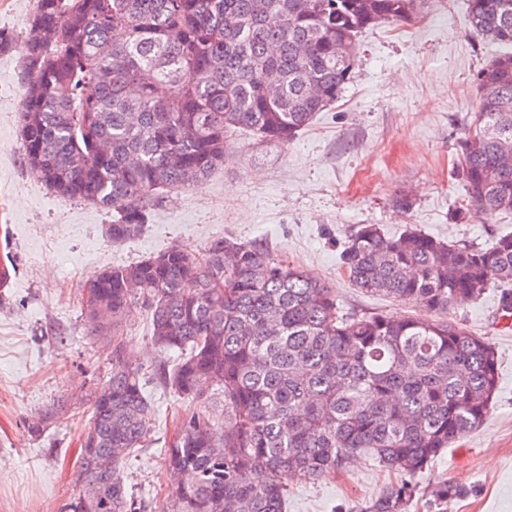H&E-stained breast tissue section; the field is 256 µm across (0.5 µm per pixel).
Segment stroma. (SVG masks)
<instances>
[{"instance_id": "1", "label": "stroma", "mask_w": 512, "mask_h": 512, "mask_svg": "<svg viewBox=\"0 0 512 512\" xmlns=\"http://www.w3.org/2000/svg\"><path fill=\"white\" fill-rule=\"evenodd\" d=\"M35 0H0V512H64L77 492L85 416L53 420L45 437L32 422L53 404L95 386L111 366V348L87 334L85 283L109 266L128 265L180 245L205 254L218 238L257 241L279 259L320 278L347 313L382 312L433 320L425 308L361 294L340 255L362 224L389 235L408 224L451 242L491 245L512 232V212L470 210L454 164L477 110L475 77L502 51L466 25L467 0H428L412 23L385 24L359 39L357 65L335 105L289 144L239 131L202 187L169 193L136 239L115 243L110 211L56 196L24 165L18 137L24 92L20 46ZM498 292L458 304L454 318L490 339L499 355L491 415L436 464L412 480L411 512H512V322L497 312ZM124 354L151 371L164 355L150 318L131 306L120 321ZM154 443L119 474L130 493L156 512L171 489L164 443L182 401L147 386ZM463 489L451 504L429 491L442 478ZM363 456L343 473L289 484L288 512H347L389 483Z\"/></svg>"}]
</instances>
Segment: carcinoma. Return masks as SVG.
Segmentation results:
<instances>
[{"label": "carcinoma", "instance_id": "obj_1", "mask_svg": "<svg viewBox=\"0 0 512 512\" xmlns=\"http://www.w3.org/2000/svg\"><path fill=\"white\" fill-rule=\"evenodd\" d=\"M422 2L36 0L21 46L24 162L51 192L112 212V241L133 239L165 193L204 184L228 132L293 141L349 82L360 35L416 19ZM467 2L468 27L512 47V0ZM476 82L461 218L472 207L512 211V52ZM341 260L362 292L441 319L344 314L320 279L234 238L202 257L173 245L95 275L88 333L112 344V367L87 394L80 488L67 512H146L119 478L150 447L144 374L119 340L135 302L154 343L179 353L153 379L192 402L224 395V426L201 408L179 419L165 448L178 482L156 512H286L296 475L325 479L357 453L399 476L357 512H408L410 478L492 410L497 351L449 315L496 288L498 310L512 316V233L480 247L411 224L393 236L363 224ZM460 495L445 479L435 497Z\"/></svg>", "mask_w": 512, "mask_h": 512}]
</instances>
